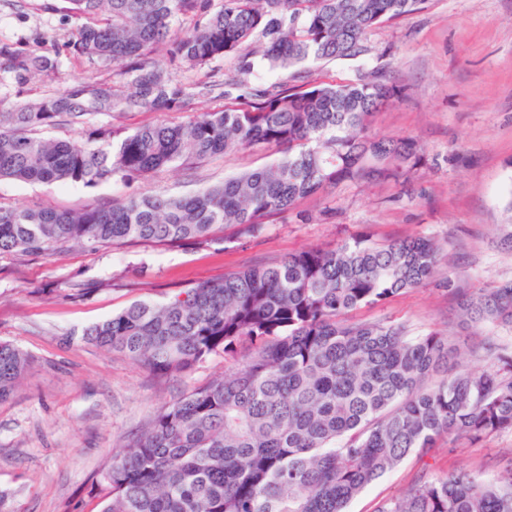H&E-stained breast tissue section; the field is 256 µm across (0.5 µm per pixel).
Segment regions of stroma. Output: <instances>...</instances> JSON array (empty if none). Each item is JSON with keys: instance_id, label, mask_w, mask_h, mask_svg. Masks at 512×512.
<instances>
[{"instance_id": "stroma-1", "label": "stroma", "mask_w": 512, "mask_h": 512, "mask_svg": "<svg viewBox=\"0 0 512 512\" xmlns=\"http://www.w3.org/2000/svg\"><path fill=\"white\" fill-rule=\"evenodd\" d=\"M64 0H0V43L49 56L54 74L19 81L0 65V103L36 101L89 80L113 81L65 52L76 23ZM361 61H324L301 69L298 84L353 79L358 68H384L403 90L378 112L371 131L411 136L425 157L410 184L343 183L303 200L297 213L271 220L262 235L223 246H175L134 241L98 249L75 246L51 257L0 255V342L35 362L12 397L0 401V512H100L101 481L113 453L142 431L157 410L223 375L231 359L217 353L192 370L159 378L118 352L80 339L82 330L137 301L161 303L173 293L288 254L336 244L360 232L373 240L427 236L441 245L433 276L385 303L352 311L355 322L403 325L411 336L450 337L461 362L489 368L495 346L512 347V330L462 322L463 295L512 280V250L500 245L512 174V0H432L368 35ZM241 52L173 73L192 94L163 113L90 117L87 125L41 128V137L81 143L92 125L130 131L160 120L181 123L195 113L223 110L237 99L224 77L239 72ZM278 154L255 148L215 155L142 179L115 175L92 187L0 180V208L79 210L135 194L190 195L263 167ZM330 209L332 219H319ZM512 460V434L471 445L440 441L431 457H407L365 489L347 512H378L418 478L469 470L496 480Z\"/></svg>"}]
</instances>
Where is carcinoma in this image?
<instances>
[{
  "label": "carcinoma",
  "instance_id": "1",
  "mask_svg": "<svg viewBox=\"0 0 512 512\" xmlns=\"http://www.w3.org/2000/svg\"><path fill=\"white\" fill-rule=\"evenodd\" d=\"M77 22L65 48L124 80L115 90L85 82L39 102L0 105V179L81 183L144 178L214 155L274 148V162L190 196L143 194L103 208L0 209V254L54 255L128 240L208 246L261 235L270 219L342 182L410 180L423 164L416 141L371 133L374 114L399 86L381 68L345 82L283 83L251 93L244 108L200 112L184 123L136 128L118 141L100 129L87 142L35 136L94 114L169 112L189 96L152 53L195 69L246 47L292 80V70L369 54L377 26L430 0H65ZM182 16L198 18L185 34ZM19 79L54 68L45 56L0 45ZM228 231L224 238L217 229ZM440 245L431 237L375 243L365 236L311 247L178 291L135 302L82 332L164 375L211 354L241 355L210 384L163 406L104 475L101 512H346L369 485L408 455L431 454L443 436L478 442L512 433V350L482 372L457 366L437 333L410 337L388 322H351L432 277ZM461 317L512 330V281L481 289ZM32 364L0 342V401ZM448 377L428 380L441 369ZM379 512H512V466L493 483L459 471L416 480Z\"/></svg>",
  "mask_w": 512,
  "mask_h": 512
}]
</instances>
